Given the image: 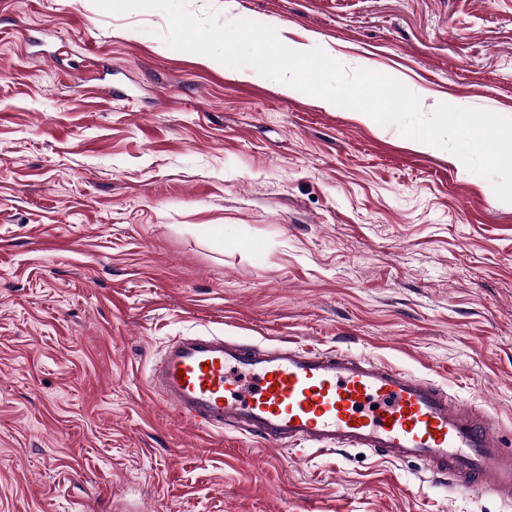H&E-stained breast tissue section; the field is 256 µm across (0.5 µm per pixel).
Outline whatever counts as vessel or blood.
Here are the masks:
<instances>
[{
    "instance_id": "obj_1",
    "label": "vessel or blood",
    "mask_w": 512,
    "mask_h": 512,
    "mask_svg": "<svg viewBox=\"0 0 512 512\" xmlns=\"http://www.w3.org/2000/svg\"><path fill=\"white\" fill-rule=\"evenodd\" d=\"M148 385L205 433L231 427L278 446L369 448L512 501V448L487 416L384 362L287 342L181 336L165 347Z\"/></svg>"
}]
</instances>
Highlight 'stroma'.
<instances>
[{
    "instance_id": "1",
    "label": "stroma",
    "mask_w": 512,
    "mask_h": 512,
    "mask_svg": "<svg viewBox=\"0 0 512 512\" xmlns=\"http://www.w3.org/2000/svg\"><path fill=\"white\" fill-rule=\"evenodd\" d=\"M186 0L512 118V0ZM159 10L0 0V512H512L373 450L201 433L148 388L208 333L343 350L512 445V203L399 126L163 41ZM120 92L111 98L109 88Z\"/></svg>"
}]
</instances>
